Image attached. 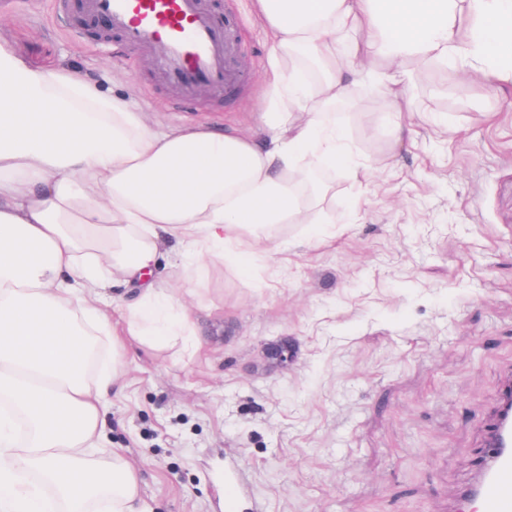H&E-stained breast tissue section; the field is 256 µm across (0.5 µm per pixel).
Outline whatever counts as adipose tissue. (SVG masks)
<instances>
[{
    "label": "adipose tissue",
    "instance_id": "1",
    "mask_svg": "<svg viewBox=\"0 0 512 512\" xmlns=\"http://www.w3.org/2000/svg\"><path fill=\"white\" fill-rule=\"evenodd\" d=\"M256 9L278 50L322 62L324 102L362 79L383 84L396 108L381 121L400 138L412 60L512 85V0H256ZM358 31L365 45L351 71L338 56ZM305 84L299 70H274L275 106L259 134L163 129L129 99L65 67L34 69L0 41V512H86L107 487L112 512H142L140 478L120 454L108 470L80 454L102 441L103 403L124 376L104 291L125 289L133 339L163 345L187 325L179 292L156 277L163 243L188 246L195 275L207 257L246 273L277 225L329 223L301 202L306 167L337 165L358 182L367 172L335 121L308 110ZM96 336L111 356L91 382Z\"/></svg>",
    "mask_w": 512,
    "mask_h": 512
}]
</instances>
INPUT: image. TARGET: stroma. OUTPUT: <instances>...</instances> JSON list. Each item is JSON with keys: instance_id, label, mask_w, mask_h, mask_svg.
Segmentation results:
<instances>
[{"instance_id": "35a3bbf8", "label": "stroma", "mask_w": 512, "mask_h": 512, "mask_svg": "<svg viewBox=\"0 0 512 512\" xmlns=\"http://www.w3.org/2000/svg\"><path fill=\"white\" fill-rule=\"evenodd\" d=\"M205 3L241 27L242 79L185 107L80 0H0V39L35 68L98 78L160 124L257 129L271 64L300 62L275 56L253 0ZM409 68V139L377 128L389 102L355 86L338 123L368 177L333 171L321 240L280 224L249 274L206 259L189 340L130 346L88 455L122 454L143 512H224L228 466L249 490L240 512H458L512 374V93L427 59ZM284 336L296 359L268 368L264 350Z\"/></svg>"}]
</instances>
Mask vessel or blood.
Instances as JSON below:
<instances>
[{
    "mask_svg": "<svg viewBox=\"0 0 512 512\" xmlns=\"http://www.w3.org/2000/svg\"><path fill=\"white\" fill-rule=\"evenodd\" d=\"M85 9L131 49L150 53L163 80L182 98L202 88L225 93L240 81L232 65L237 29L202 0H85ZM484 446L485 460L462 496L475 499L477 512H512V376L486 426ZM242 490L239 470H225L224 512H236Z\"/></svg>",
    "mask_w": 512,
    "mask_h": 512,
    "instance_id": "vessel-or-blood-1",
    "label": "vessel or blood"
}]
</instances>
